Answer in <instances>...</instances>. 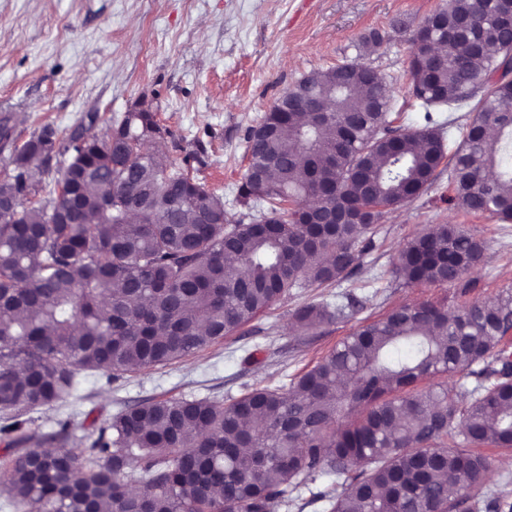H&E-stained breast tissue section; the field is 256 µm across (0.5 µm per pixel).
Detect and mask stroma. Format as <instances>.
<instances>
[{
	"label": "stroma",
	"instance_id": "35a3bbf8",
	"mask_svg": "<svg viewBox=\"0 0 512 512\" xmlns=\"http://www.w3.org/2000/svg\"><path fill=\"white\" fill-rule=\"evenodd\" d=\"M445 0H0V113H10L17 143L41 124L68 129L95 112L94 133L151 101L173 134L169 159L192 156L195 175L224 197L231 221L247 165V135L281 95L314 70L345 63L377 69L391 87L394 125L416 123L411 46L393 24L412 25ZM379 30L383 44L360 50ZM447 166L419 198L386 213L341 287L295 288L240 330L183 361L115 380L87 376L78 392L25 410L30 447L62 421L75 452L126 405L153 399L230 402L256 386H282L309 370L361 326L393 307L431 302L454 312L512 293V222L468 213L453 201ZM440 224H458L484 242L483 263L465 283L406 286L390 268L399 249ZM346 293L344 316L312 332L293 324L297 308Z\"/></svg>",
	"mask_w": 512,
	"mask_h": 512
}]
</instances>
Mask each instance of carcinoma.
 Returning a JSON list of instances; mask_svg holds the SVG:
<instances>
[{
  "instance_id": "carcinoma-1",
  "label": "carcinoma",
  "mask_w": 512,
  "mask_h": 512,
  "mask_svg": "<svg viewBox=\"0 0 512 512\" xmlns=\"http://www.w3.org/2000/svg\"><path fill=\"white\" fill-rule=\"evenodd\" d=\"M505 0H446L412 31L416 128H393L390 89L359 63L314 70L286 92L320 101L314 123L282 100L247 137L233 224L224 198L161 160L173 134L157 113L127 112L100 137L50 124L14 148L0 179V412L8 437L25 408L72 394L81 373L107 379L167 366L245 326L291 288L341 285L384 213L426 191L448 160L456 205L512 220V49ZM469 107L463 140L445 152L434 112ZM494 137H487V130ZM71 154L62 170L50 160ZM57 186L42 196L47 180ZM368 215V224L302 223L304 205ZM484 243L440 224L400 250L402 284L461 282ZM345 306L308 304L305 331ZM512 294L455 314L402 305L345 337L281 387L228 404L208 398L127 405L86 458L40 448L0 476L31 512H269L288 489L330 512H512L506 481L484 490L482 445L512 449V357L499 348ZM479 366L469 390L415 386ZM255 418L258 424L245 425ZM343 491L336 493V486Z\"/></svg>"
}]
</instances>
